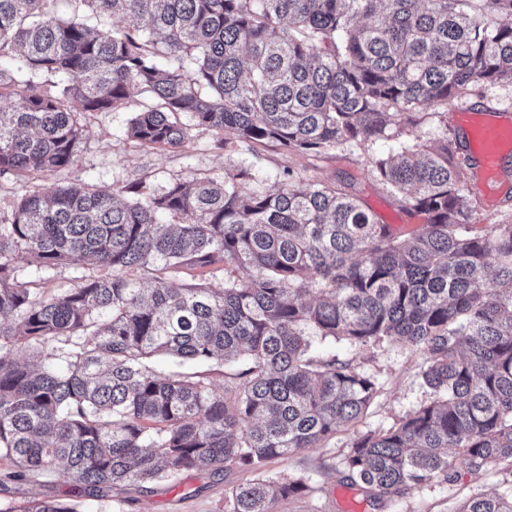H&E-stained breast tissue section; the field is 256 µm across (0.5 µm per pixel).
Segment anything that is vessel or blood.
Segmentation results:
<instances>
[{
	"label": "vessel or blood",
	"mask_w": 512,
	"mask_h": 512,
	"mask_svg": "<svg viewBox=\"0 0 512 512\" xmlns=\"http://www.w3.org/2000/svg\"><path fill=\"white\" fill-rule=\"evenodd\" d=\"M463 116L476 173L485 183L496 179L505 154L512 151V122L501 123L468 110Z\"/></svg>",
	"instance_id": "obj_1"
}]
</instances>
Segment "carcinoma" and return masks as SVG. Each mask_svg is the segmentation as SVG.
<instances>
[{"label": "carcinoma", "instance_id": "1", "mask_svg": "<svg viewBox=\"0 0 512 512\" xmlns=\"http://www.w3.org/2000/svg\"><path fill=\"white\" fill-rule=\"evenodd\" d=\"M89 2L133 26L91 28L53 15L49 0H0V98L11 100L1 177L73 168L78 117L118 110L139 90L155 104L127 137L151 149H181L196 129L231 151L384 141L370 173L424 223L394 233L345 189L303 185L289 169L258 194L251 164L149 193L141 179L109 190L79 177L26 191L0 216L7 478L57 471L97 497L179 471L260 474L314 448L359 422L379 388L316 351L311 331L361 346L396 337L425 355L434 399L387 430L355 433L343 459L352 481L380 496L445 482L450 448L477 471L512 463V223L469 224L441 112L471 86L512 81V22L489 20L511 18L512 0H483L480 14L463 0ZM24 70L52 80L36 86ZM20 253L41 281L63 267L85 275L47 296L19 279ZM186 268L223 287L182 281ZM47 336L78 339L66 366L40 351ZM157 354L245 368L219 391L204 374H156ZM306 488L258 477L232 489L227 512H271ZM26 512L79 509L41 500ZM457 512H512V494H475Z\"/></svg>", "mask_w": 512, "mask_h": 512}]
</instances>
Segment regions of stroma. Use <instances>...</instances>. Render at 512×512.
<instances>
[{
    "instance_id": "35a3bbf8",
    "label": "stroma",
    "mask_w": 512,
    "mask_h": 512,
    "mask_svg": "<svg viewBox=\"0 0 512 512\" xmlns=\"http://www.w3.org/2000/svg\"><path fill=\"white\" fill-rule=\"evenodd\" d=\"M148 96L129 99L120 110L99 112L82 118L83 151L72 171L54 175L38 174L27 180L0 178V209L9 210L15 199L29 189L48 192L77 175H90L103 187L125 180H145L150 189L166 186L177 178L193 174L219 176L226 168L242 162L254 163L263 176L260 191L271 193L280 185L282 168L294 170L304 183L345 185L383 223L409 227L421 218L408 214L397 196L368 173L371 150H330L322 154H282L266 148L259 157L245 152H229L216 145L209 132L197 133L182 149H146L127 139L125 132L134 112L149 105ZM496 111L512 118V84L499 82L469 88L461 97L449 100L448 138L462 182L473 199L472 221L478 225L512 222V165L501 173V186L495 199H485L476 189V176L466 163L468 147L461 140L462 108ZM327 352L352 359L359 370L373 375L380 386L379 395L357 427H338L335 435L314 448H307L285 458L272 460L267 476L300 478L307 485L301 495L273 502L272 512H342L338 493L352 491L363 512H455L458 505L478 492H502L511 471L490 466L473 471L466 457H448L450 480L431 481L405 490L402 495L374 501L345 477L342 458L354 431L387 429L409 413L428 404L433 394L420 376L424 356L410 351L394 339L375 346L330 344ZM253 472L234 468L218 474L188 471L169 480L144 488L132 487L118 495L87 496L82 486L59 478L53 472H39L23 481L0 483V512L32 501L54 497L77 501L85 512H226L227 496L232 488L251 482Z\"/></svg>"
}]
</instances>
